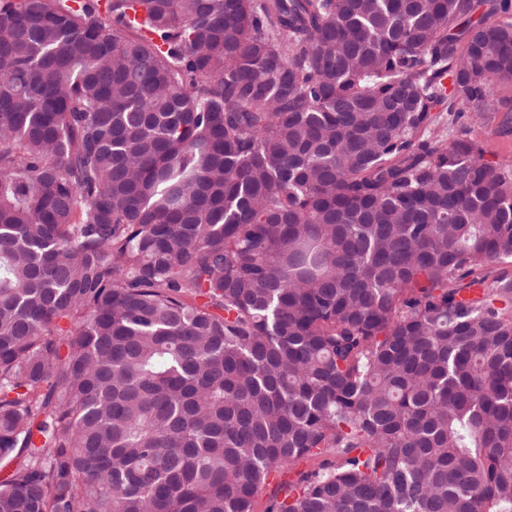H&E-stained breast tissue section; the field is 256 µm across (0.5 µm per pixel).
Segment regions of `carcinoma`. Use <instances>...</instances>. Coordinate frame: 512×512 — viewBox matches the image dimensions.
Returning <instances> with one entry per match:
<instances>
[{
    "label": "carcinoma",
    "mask_w": 512,
    "mask_h": 512,
    "mask_svg": "<svg viewBox=\"0 0 512 512\" xmlns=\"http://www.w3.org/2000/svg\"><path fill=\"white\" fill-rule=\"evenodd\" d=\"M512 0H0V512H512ZM486 106L490 112H485V120H477L473 112H467L458 124H466L472 137L489 145L490 158L512 163V82L498 84ZM320 458H308L300 460L292 469H284L279 472H274L268 478L254 498L253 510L254 512H268L272 503L274 494L279 490L281 485H288L297 479L299 472H307L318 468Z\"/></svg>",
    "instance_id": "obj_1"
}]
</instances>
